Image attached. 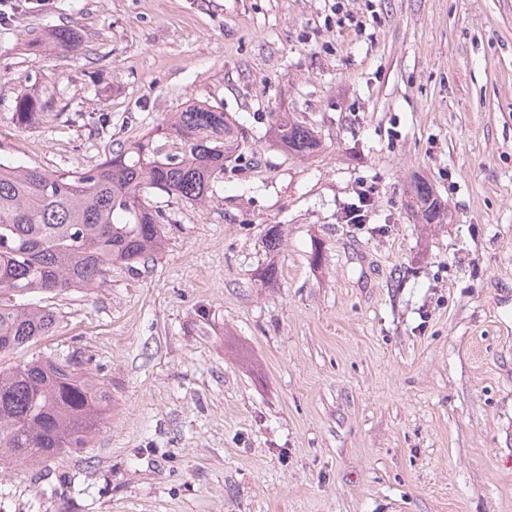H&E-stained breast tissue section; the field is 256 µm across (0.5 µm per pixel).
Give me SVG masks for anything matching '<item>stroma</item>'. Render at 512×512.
<instances>
[{"instance_id": "stroma-1", "label": "stroma", "mask_w": 512, "mask_h": 512, "mask_svg": "<svg viewBox=\"0 0 512 512\" xmlns=\"http://www.w3.org/2000/svg\"><path fill=\"white\" fill-rule=\"evenodd\" d=\"M17 2L0 157L80 170L194 103L245 146L206 207L153 196L156 259L44 297L23 356L83 362L112 406L90 448L0 465V512H512V0ZM30 88L61 101L22 130ZM278 112L320 153L276 145ZM412 193L418 212L426 224L436 222L440 218L443 208L441 201L435 196L432 186L425 181L417 182L413 186Z\"/></svg>"}]
</instances>
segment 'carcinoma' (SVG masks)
I'll return each instance as SVG.
<instances>
[{
	"mask_svg": "<svg viewBox=\"0 0 512 512\" xmlns=\"http://www.w3.org/2000/svg\"><path fill=\"white\" fill-rule=\"evenodd\" d=\"M48 40L68 50L75 32L53 29ZM56 107L53 98L21 93L13 120L27 128ZM269 133L290 155L321 147L312 128L286 113L273 116ZM239 149L224 111L193 104L80 171L1 161L0 357L53 332L55 311L32 296L92 288L112 267L134 271L152 258L163 247L166 216L150 197L205 203ZM412 193L422 219L436 222L442 204L433 187L420 181ZM111 402L108 384L73 358H19L0 368V464H42L84 450Z\"/></svg>",
	"mask_w": 512,
	"mask_h": 512,
	"instance_id": "1",
	"label": "carcinoma"
}]
</instances>
